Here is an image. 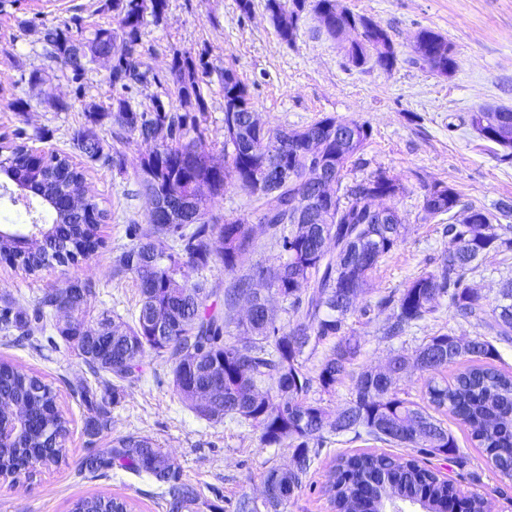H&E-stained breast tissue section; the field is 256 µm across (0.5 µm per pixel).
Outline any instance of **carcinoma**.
Wrapping results in <instances>:
<instances>
[{"instance_id":"obj_1","label":"carcinoma","mask_w":512,"mask_h":512,"mask_svg":"<svg viewBox=\"0 0 512 512\" xmlns=\"http://www.w3.org/2000/svg\"><path fill=\"white\" fill-rule=\"evenodd\" d=\"M113 25L98 27L89 35L77 18L41 31L42 40L73 84L74 99L84 97L83 79L101 52L111 55L109 86L112 105L85 107L96 123L112 118L113 137L153 142V152L139 160L135 176L155 209L169 214V224L130 225L132 246L115 257L116 270L133 276L139 290L132 323H115L108 313L92 316L77 302L69 316L53 327L56 339L71 349L95 374L118 381L139 377L141 362L149 351L165 357L176 393L191 403L197 415L208 420L229 416L259 432L265 448L286 447L294 466L272 467L262 475L267 512H284L302 486L312 461L310 444H319L324 433L366 434L376 440L418 451L457 456L453 435L425 408L403 398L396 382L408 357L393 354L388 360L392 375L385 377L373 366L357 367L361 354L358 336L349 328V296L368 292L379 262L402 240L405 219L394 224H374L369 202L354 188L371 186V192L395 195L403 191L398 180L384 171L345 187L332 198L323 193L313 175L328 161V178L343 183L348 164L364 150L371 128L355 120L326 116L298 129H270L257 122L248 86L231 67L221 76L224 92V163L214 162L202 117L206 112L203 85L211 73L209 62L186 52L173 51L169 73L184 112L165 106L156 97L143 108L132 101L133 89L158 80L142 69L140 47L147 18L157 23L168 9V0H107ZM277 37L295 42L301 14L312 11L329 37L340 40L350 31L356 37L345 49L348 61L362 68L373 64L390 71L397 54L386 30L369 17L340 8L338 0H266ZM417 38L429 58L413 51L412 62L440 76L457 67L452 43L440 33L422 29ZM84 59L77 61V52ZM470 125L486 140L510 150L512 108H480L470 114ZM76 149L89 161H104L124 171L123 155H104L101 139L91 129L75 132ZM0 172L11 175L45 202L63 207L55 222L21 243L17 236H0V257L34 274L52 264H65L93 254L98 246L97 227L108 214L85 196V175L69 157L54 152L34 156L25 143L0 145ZM237 186L254 197L253 210L262 214L273 239L282 240L286 260L262 272L274 294L288 303L298 318L288 328L276 325L269 300L253 288V276L242 275L224 289V307L239 300L251 302L248 320L230 322L209 305L213 289L201 272L214 262L234 271L239 257L254 244L249 224H219L209 218L210 205ZM307 201L311 216L306 224L291 223L290 209ZM423 220L448 216L450 247L437 272L412 279L398 297L383 329L392 340L433 314L439 298L449 296L455 315L512 342V278L502 281L499 304L487 312L469 275L490 253L512 248L511 224H495V216L465 205L450 186L435 183L423 196ZM173 245L158 246L161 238ZM333 238L339 253L327 254L325 241ZM88 295L92 286L77 280L50 288L27 310L8 293L0 295V334L29 337L36 324L55 316L59 304L75 285ZM457 336L438 332L415 351L414 367L430 374L426 380L427 403L463 424L475 447L485 451L490 467L512 478V373L499 369V354L483 335L469 340L465 353L454 348ZM331 341L333 346L315 370L307 367L305 351ZM470 364L452 381L435 374L463 357ZM352 382V398L336 414L309 400L313 386L324 392L345 381ZM210 389L208 408L201 410L192 393ZM73 394L87 409L84 433L94 438L107 429L109 407L120 390L112 393L82 383ZM19 411L26 428L15 439L0 444V476L13 481L63 458L69 420L58 405V395L44 378L0 361V414L13 419ZM82 468L90 473L125 469L146 473L164 486L166 512H197L199 490L179 479L165 452L147 436L127 435L112 441L107 451L86 455ZM335 512H383L393 499L417 503L429 512H443L457 491L438 474L413 459L386 454L342 455L328 481ZM72 512H130L126 501L93 496L80 498Z\"/></svg>"}]
</instances>
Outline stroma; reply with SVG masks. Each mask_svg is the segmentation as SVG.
I'll use <instances>...</instances> for the list:
<instances>
[{
	"label": "stroma",
	"mask_w": 512,
	"mask_h": 512,
	"mask_svg": "<svg viewBox=\"0 0 512 512\" xmlns=\"http://www.w3.org/2000/svg\"><path fill=\"white\" fill-rule=\"evenodd\" d=\"M251 12H242L237 0H169L160 23L148 24L141 60L159 75L135 90V102L149 104L160 98L178 105L169 81L174 51L205 56L211 67L204 89L207 110L205 135L216 161L224 159V97L220 73L230 67L248 86L261 123L294 130L326 115L343 116L367 124L369 145L353 159L349 179L361 180L383 171L396 178L403 192L384 199L398 211L406 230L397 249L384 257L367 293L356 302L347 323L361 342L362 365H384L391 352L413 354L425 338L437 332L473 337L477 329L455 317L448 298H441L434 315L409 329L401 339L386 342L382 327L391 314L379 302L398 296L407 282L425 272L438 271L450 246L446 227L422 219L427 187L440 182L454 188L462 203L495 210L512 204V158L502 147L483 139L470 125L469 114L480 107H512V0H343L354 13L371 18L390 35L398 54L392 71L379 67H353L340 42L319 30L311 12H304L294 44L281 42L265 10V0H252ZM99 0H23L13 6L0 0V50L10 53L0 60V139L17 131L29 133L28 145L37 152H58L85 170V190L108 213L100 224L98 250L75 265L47 267L26 274L0 260V293L8 292L25 308L43 291L68 280L93 285L87 297L91 313L103 311L118 321H131L139 294L130 275L116 273L115 255L131 245L127 228L145 222L150 201L137 183L134 171L150 145L140 138L116 144L112 122L91 124L73 98L72 86L60 67L48 57L40 34L26 27L36 18L46 27L80 16L85 30L112 21L99 9ZM430 29L452 43L456 71L448 77L412 64V46L420 30ZM39 72L40 85L29 82ZM30 100L32 108L16 112L15 98ZM94 126L105 153L121 149L127 171L118 174L104 161L91 162L73 146V134ZM43 132L36 140L34 132ZM254 246L238 261L234 271L211 264L204 276L224 305V288L234 275L274 268L286 259L281 245L271 240L264 225L254 224ZM512 276V251L482 259L470 281L485 309L499 302L501 280ZM0 361H8L43 376L53 384L58 404L69 421L65 459L40 468L23 485L0 477V512H71L75 500L90 496L123 499L132 512H165L162 489L144 475L112 469L91 475L81 469L89 450L106 451L114 439L129 434L146 435L167 454L182 481L195 485L201 499L199 512H235L241 493L261 498V476L270 467H286L292 453L286 448H264L252 427L231 419L213 422L201 418L176 394L170 369L163 357L146 353L139 380L124 383L118 402L111 407L110 425L95 440L83 432L87 412L70 391L91 383L111 388V375H92L66 347L38 351L0 336ZM451 430L462 461L401 448L363 435H328L313 448L311 467L286 512H333L326 492L329 475L343 454L370 451L413 459L419 465L449 477L462 494L483 495L492 512H512V479L492 471L482 449L476 448L464 426L442 415Z\"/></svg>",
	"instance_id": "1"
}]
</instances>
